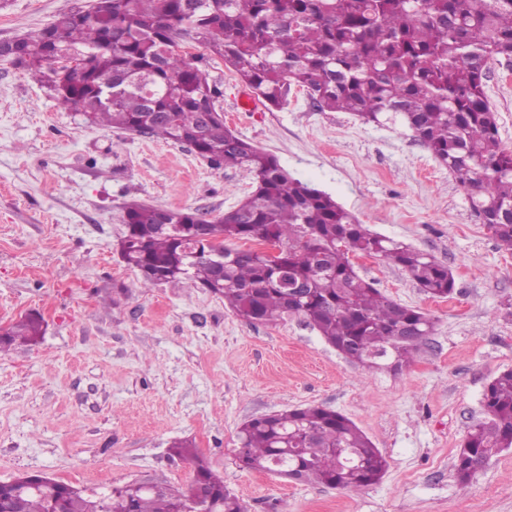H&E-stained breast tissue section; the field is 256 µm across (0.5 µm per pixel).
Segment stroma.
<instances>
[{
    "instance_id": "stroma-1",
    "label": "stroma",
    "mask_w": 512,
    "mask_h": 512,
    "mask_svg": "<svg viewBox=\"0 0 512 512\" xmlns=\"http://www.w3.org/2000/svg\"><path fill=\"white\" fill-rule=\"evenodd\" d=\"M75 0H0V42ZM224 121L372 232L447 266L450 298L424 294L380 256L360 275L431 318L398 371L346 360L301 318L251 323L189 283L144 288L118 257L124 206L216 216L254 188L188 146L87 126L45 79L0 58V325L39 313L35 345L0 353V482L35 473L88 490L150 480L185 489L191 440L246 512H512V449L467 485L454 470L483 395L512 370V251L479 224L465 190L403 123L317 109L300 89L244 111L222 60ZM488 100L512 150V57L489 65ZM323 406L352 420L387 471L359 490L302 483L233 462L243 422Z\"/></svg>"
}]
</instances>
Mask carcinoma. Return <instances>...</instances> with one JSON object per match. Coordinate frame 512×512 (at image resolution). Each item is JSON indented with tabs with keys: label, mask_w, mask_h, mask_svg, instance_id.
<instances>
[{
	"label": "carcinoma",
	"mask_w": 512,
	"mask_h": 512,
	"mask_svg": "<svg viewBox=\"0 0 512 512\" xmlns=\"http://www.w3.org/2000/svg\"><path fill=\"white\" fill-rule=\"evenodd\" d=\"M95 18L72 7L48 26L0 42V57L35 75L54 49L78 50L87 67L48 84L65 109L92 127L119 129L186 144L218 167L249 171L254 190L235 210L202 222L189 210L129 203L118 246L141 287L191 281L224 299L253 323L302 317L352 362L410 363L432 327L423 313L384 296L363 279L353 257L382 256L407 271L432 298H448V267L411 246L371 232L329 194L293 177L277 158L238 136L215 111L221 82L210 74L218 56L258 100L279 107L292 89L318 109L349 112L363 124L401 119L468 192L472 208L500 246L512 250V151L501 146L497 113L485 91L488 64L512 56V0H99ZM195 41L209 55L179 52ZM112 75V101L100 83ZM225 241L272 242L276 262L254 248L222 247L216 267L198 233ZM286 274L302 290L288 294ZM44 320L30 313L0 336V350L36 344ZM487 419L474 424L454 463L460 483L512 441V371L484 393ZM238 468L349 490L379 481L387 462L344 415L321 406L245 421L237 434ZM171 452L194 465L208 499L194 512H245L224 478L192 442ZM0 488V512H175L188 492L114 487L87 490L39 474Z\"/></svg>",
	"instance_id": "obj_1"
}]
</instances>
